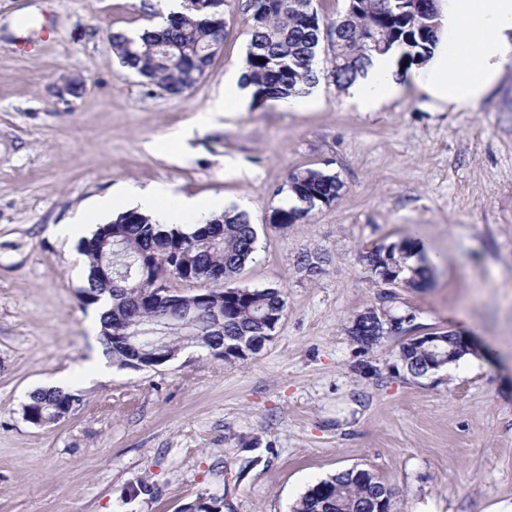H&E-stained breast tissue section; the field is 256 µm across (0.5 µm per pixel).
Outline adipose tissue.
Masks as SVG:
<instances>
[{
  "label": "adipose tissue",
  "mask_w": 512,
  "mask_h": 512,
  "mask_svg": "<svg viewBox=\"0 0 512 512\" xmlns=\"http://www.w3.org/2000/svg\"><path fill=\"white\" fill-rule=\"evenodd\" d=\"M440 39L427 62L409 73L397 71L390 56H373L370 65L346 87L348 100L362 111L377 109L411 83L433 102L466 107L479 101L512 60V0H448ZM160 187L135 189L101 199L98 210L116 217L129 209L167 224L178 223L184 208L216 209L213 201L160 207Z\"/></svg>",
  "instance_id": "obj_1"
}]
</instances>
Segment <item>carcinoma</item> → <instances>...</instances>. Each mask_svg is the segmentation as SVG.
<instances>
[{
  "instance_id": "cac0c4a2",
  "label": "carcinoma",
  "mask_w": 512,
  "mask_h": 512,
  "mask_svg": "<svg viewBox=\"0 0 512 512\" xmlns=\"http://www.w3.org/2000/svg\"><path fill=\"white\" fill-rule=\"evenodd\" d=\"M225 0H183L182 10L167 17L162 27L139 36L112 33V51L122 67L137 73L143 84L167 94L181 95L206 75L225 39ZM242 11L250 16L249 39L244 57L242 85L251 88L252 104L261 106L289 96H303L318 82L316 60L324 33L318 10L302 9L299 0H242ZM340 25L329 33L332 55L329 77L343 88L354 81L374 54L392 52L398 64L419 65L436 45L441 23L430 7L415 9L407 0H361L356 10L345 11ZM294 204L276 208L277 223L300 224L319 204L336 201V177L317 169H305L289 177ZM206 224L224 225L222 237L208 241ZM117 231L121 247L112 250L115 275L108 286L95 278L100 259L95 250L84 249L88 287L97 289L108 303L102 315L101 340L112 360L130 364L124 335L114 332V312L125 314L130 330L144 336L156 333L161 351H179L186 336L194 333L205 350L224 351V359L243 360L245 342L269 329L270 314L281 313V290H227L223 285L244 268L255 252L256 232L247 213L226 210L219 216L184 228L168 227L131 209L107 224L100 233ZM148 255L145 265L156 276L173 284L174 262L182 257L198 282L215 288L209 304L188 309L191 295L183 302L156 300L150 306L137 303L141 290L133 277L123 273ZM409 284L427 282L431 270L406 264ZM224 309V329L212 326L211 310ZM401 358L410 372L431 359L426 349L412 342L401 345ZM71 392L62 388H40L29 393L22 413L43 415L48 424L65 418ZM393 490L368 469L353 468L311 485L293 507V512H392ZM221 499L201 498L184 512H218Z\"/></svg>"
}]
</instances>
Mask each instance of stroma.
I'll list each match as a JSON object with an SVG mask.
<instances>
[{
  "instance_id": "obj_1",
  "label": "stroma",
  "mask_w": 512,
  "mask_h": 512,
  "mask_svg": "<svg viewBox=\"0 0 512 512\" xmlns=\"http://www.w3.org/2000/svg\"><path fill=\"white\" fill-rule=\"evenodd\" d=\"M140 0H0V512H291L314 483L354 467L395 493L393 512L512 505V63L469 108L413 87L374 112L320 79L298 108L225 103L249 19L224 7V50L180 96L123 69L108 34L152 20ZM74 78L86 88L64 93ZM337 175L339 198L301 224L269 223L291 173ZM161 186L248 213L256 251L234 281L278 288L272 339L244 360L182 348L153 368L109 362L85 304V258L61 224H102L99 199ZM420 243V289L378 283L361 252ZM318 254L323 271L297 265ZM413 315L473 341L413 377L401 337L364 349L354 318ZM79 395L57 424L26 422L29 392Z\"/></svg>"
}]
</instances>
